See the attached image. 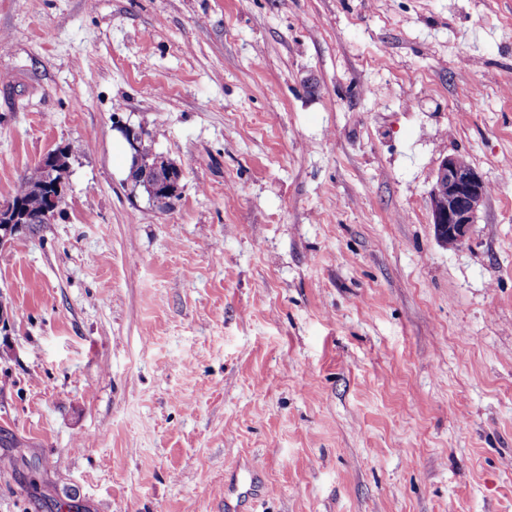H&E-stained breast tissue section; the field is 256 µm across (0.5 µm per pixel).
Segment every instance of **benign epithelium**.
<instances>
[{
    "instance_id": "benign-epithelium-1",
    "label": "benign epithelium",
    "mask_w": 512,
    "mask_h": 512,
    "mask_svg": "<svg viewBox=\"0 0 512 512\" xmlns=\"http://www.w3.org/2000/svg\"><path fill=\"white\" fill-rule=\"evenodd\" d=\"M123 133L134 150L133 170L142 177L151 179L157 190L162 193L178 188L181 171L175 169L162 172L150 169L139 152L138 141L141 140L142 133L131 128L124 129ZM46 189L48 204L40 220L44 224H50L65 201L62 179L47 184ZM486 196L487 184L482 174L472 164L457 154L444 157L437 167L430 190V210L437 239L442 243L450 241L456 246L468 241L477 213ZM26 230V225L19 222L15 208L0 209L1 247Z\"/></svg>"
}]
</instances>
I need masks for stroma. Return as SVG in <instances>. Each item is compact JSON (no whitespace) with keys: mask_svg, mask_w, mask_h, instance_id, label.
Here are the masks:
<instances>
[{"mask_svg":"<svg viewBox=\"0 0 512 512\" xmlns=\"http://www.w3.org/2000/svg\"><path fill=\"white\" fill-rule=\"evenodd\" d=\"M58 147L0 248V512H224L241 460L254 512H512V0H0V203ZM125 137L129 140L134 153L132 155L133 162V172L138 171V173L144 177L152 180L153 184L156 186L157 190L161 193H156L152 189V185L145 182L144 179L140 177L138 173H133L131 170L129 171V176L132 181L137 184H142L149 196L157 202L161 208H170L175 200H178L180 197V193L171 192L174 189L176 190L179 185V181L181 179V171L179 169L175 170H167L165 173L163 171L152 170L148 167L144 161L142 160L141 154L139 152L138 141L142 138L141 131H136L131 128H124L122 130ZM171 192V193H167ZM167 193V194H166ZM487 190L482 174L460 155L440 161L430 190V210L441 243L461 246L468 241ZM47 176L42 162H39L24 175L16 187L14 195L11 197L10 201L14 205L19 203L25 208L26 218L24 219V224L22 222L17 223L19 216L17 211H15V207H3L0 209L1 247L10 243L17 235L25 232L27 224L30 226V231L40 228L41 224H39L38 219L41 213L40 220L42 224L52 223L58 215L57 212L65 201L64 184L61 178L54 176L53 179H58L54 180L52 184L48 183L45 186L49 191L46 194L48 204L44 208L45 195L42 186L45 185ZM51 188H54L55 191H52Z\"/></svg>","mask_w":512,"mask_h":512,"instance_id":"1","label":"stroma"}]
</instances>
